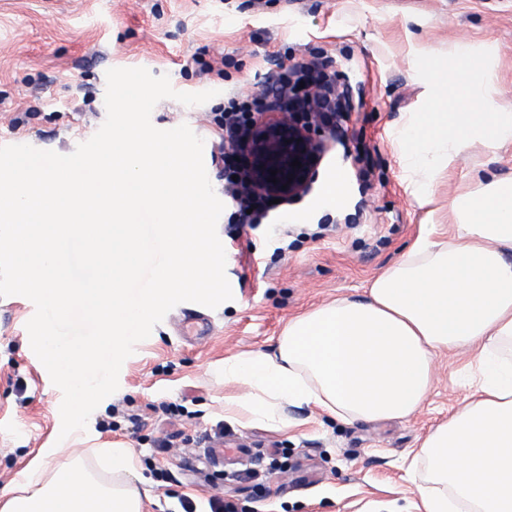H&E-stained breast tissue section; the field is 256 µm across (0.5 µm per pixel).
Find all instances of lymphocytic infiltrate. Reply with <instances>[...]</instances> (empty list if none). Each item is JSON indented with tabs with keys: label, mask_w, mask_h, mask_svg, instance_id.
<instances>
[{
	"label": "lymphocytic infiltrate",
	"mask_w": 512,
	"mask_h": 512,
	"mask_svg": "<svg viewBox=\"0 0 512 512\" xmlns=\"http://www.w3.org/2000/svg\"><path fill=\"white\" fill-rule=\"evenodd\" d=\"M270 81L268 94L233 95L205 115L216 136L211 159L224 177V199L233 208L228 221L239 234L245 227L262 224L273 209L268 197L252 193L240 178L246 163L240 143L254 123L267 112L306 111L308 89L312 86L324 92L322 109L329 112L333 129H340L342 121L350 117L351 95L337 96L336 74L324 66L311 61L284 62Z\"/></svg>",
	"instance_id": "lymphocytic-infiltrate-1"
}]
</instances>
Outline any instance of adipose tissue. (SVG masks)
I'll return each mask as SVG.
<instances>
[{"instance_id":"adipose-tissue-1","label":"adipose tissue","mask_w":512,"mask_h":512,"mask_svg":"<svg viewBox=\"0 0 512 512\" xmlns=\"http://www.w3.org/2000/svg\"><path fill=\"white\" fill-rule=\"evenodd\" d=\"M454 73L468 113L427 112L403 140L421 198L439 170L470 143L512 141L502 111L465 46ZM447 232L424 231L365 297H341L289 319L275 352L226 357L224 380L245 395L229 411L289 426L288 410L312 407L343 423L405 419L422 405L438 355L467 351L479 383L423 439L428 477L416 487L419 512H512V177L478 182L449 199Z\"/></svg>"}]
</instances>
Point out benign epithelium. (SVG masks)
I'll list each match as a JSON object with an SVG mask.
<instances>
[{
    "mask_svg": "<svg viewBox=\"0 0 512 512\" xmlns=\"http://www.w3.org/2000/svg\"><path fill=\"white\" fill-rule=\"evenodd\" d=\"M320 117L308 113L307 123L294 112H267L254 125L248 147L246 177L259 192L289 200L307 195L318 178L327 145ZM302 167H293V160ZM276 171L271 175L270 171ZM276 178L271 182L270 178Z\"/></svg>",
    "mask_w": 512,
    "mask_h": 512,
    "instance_id": "benign-epithelium-1",
    "label": "benign epithelium"
}]
</instances>
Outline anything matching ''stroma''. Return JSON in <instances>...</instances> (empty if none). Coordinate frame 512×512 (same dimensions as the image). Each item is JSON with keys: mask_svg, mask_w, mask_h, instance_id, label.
<instances>
[{"mask_svg": "<svg viewBox=\"0 0 512 512\" xmlns=\"http://www.w3.org/2000/svg\"><path fill=\"white\" fill-rule=\"evenodd\" d=\"M482 63L492 96L512 109V0H0V144L19 142L72 153L105 120V73L143 67L172 87L265 94L280 54L335 70L354 91L353 115L327 135L329 149L312 191L281 203L250 242L217 234L226 251L233 298L214 309L183 302L138 343L118 390L97 407L75 454L124 441L154 486L147 512H180L191 499L209 512L214 493L242 512H417L415 485L426 465L412 451L447 420L475 372L469 356L437 358L419 411L405 420L345 424L306 407L292 427L250 422L224 410L240 394L225 384L226 357L270 352L291 317L369 283L401 259L423 226L444 230L449 198L475 176H512V143L476 141L436 178L419 203L400 139L436 101L448 98V62L456 45ZM224 61L217 85L193 57ZM95 115L80 118L85 87ZM36 107L25 129L4 117ZM209 104L161 100L160 130L188 124L210 139ZM343 175L346 196L330 209L322 190ZM298 233L288 244L283 230ZM33 302L0 297V488L51 447L61 430L62 392L32 351Z\"/></svg>", "mask_w": 512, "mask_h": 512, "instance_id": "stroma-1", "label": "stroma"}]
</instances>
